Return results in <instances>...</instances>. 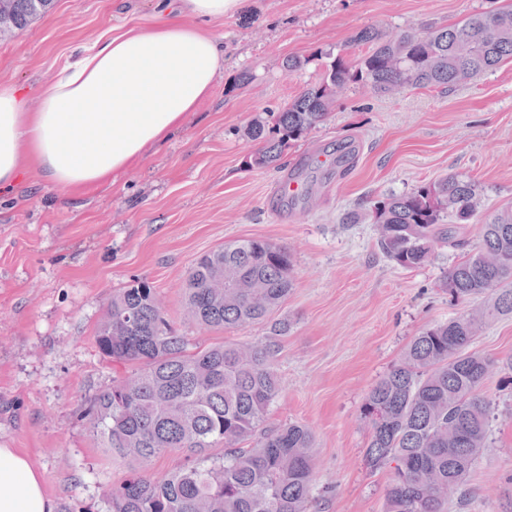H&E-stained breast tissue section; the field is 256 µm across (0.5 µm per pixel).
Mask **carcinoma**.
I'll return each mask as SVG.
<instances>
[{
    "label": "carcinoma",
    "instance_id": "cac0c4a2",
    "mask_svg": "<svg viewBox=\"0 0 512 512\" xmlns=\"http://www.w3.org/2000/svg\"><path fill=\"white\" fill-rule=\"evenodd\" d=\"M53 0H0L15 32L47 13ZM364 48L326 54L319 81L304 88L246 135L261 144L252 169L277 165L288 147L323 122L350 85L381 93L465 84L512 59V6L430 29L387 32L364 27L350 40ZM483 209L478 185L448 175L374 208L377 246L395 264L414 269L438 242L462 247L447 222L468 224ZM292 257L280 246L243 239L200 256L185 280L189 317L215 329L267 320L293 286ZM224 276V291L209 287ZM461 301L487 299L423 330L403 361L367 394L365 448L371 467L390 468L386 512H448V486L463 491L489 447L492 404L480 386L494 361L471 345L485 316L512 315V205L480 225L477 246L448 267L443 280ZM96 343L130 373L93 397L86 417L112 457L146 464L168 449L195 457L160 478L133 469L112 487L111 512H309L313 436L298 423L264 426L281 391L273 341L201 348L172 329L155 288L138 279L119 289L99 324ZM224 454L212 456L211 448Z\"/></svg>",
    "mask_w": 512,
    "mask_h": 512
}]
</instances>
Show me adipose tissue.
<instances>
[{"label": "adipose tissue", "instance_id": "obj_1", "mask_svg": "<svg viewBox=\"0 0 512 512\" xmlns=\"http://www.w3.org/2000/svg\"><path fill=\"white\" fill-rule=\"evenodd\" d=\"M224 71L213 36L171 18L82 48L36 108L0 86V193L28 168L80 194L114 183L183 128ZM0 512H53L28 459L0 448Z\"/></svg>", "mask_w": 512, "mask_h": 512}]
</instances>
